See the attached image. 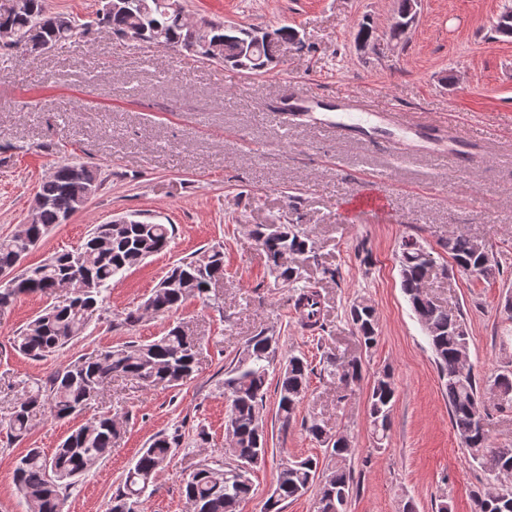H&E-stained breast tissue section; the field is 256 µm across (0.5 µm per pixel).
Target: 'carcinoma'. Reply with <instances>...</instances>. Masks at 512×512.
<instances>
[{"label": "carcinoma", "mask_w": 512, "mask_h": 512, "mask_svg": "<svg viewBox=\"0 0 512 512\" xmlns=\"http://www.w3.org/2000/svg\"><path fill=\"white\" fill-rule=\"evenodd\" d=\"M24 13L0 12V28L11 29L16 42L4 45L23 54L44 53L79 35L91 24L112 30L121 41L145 42L171 48L194 47L192 54L203 61L227 64L249 73H265L276 62L280 48L295 41L297 31L283 26L266 33L268 40L252 46L260 29L224 25L203 19L195 25L184 21L180 0H100L92 22L55 13L47 0H29ZM104 179L97 169L84 164L60 163L38 186L42 201L33 224L14 235L0 237V269L11 270L55 224H62L85 203L88 190H99ZM131 224H95L80 248L57 252L21 277L11 288H0V311L21 294L52 298L62 288L71 289L69 301L48 305L20 329L15 349L33 360L52 356L86 331L90 315L103 307L112 281L147 258L169 249L175 237L171 224H160L143 213L132 214ZM258 250L266 258L275 284L293 291V308L299 328L324 330L323 296L311 285L293 258L314 253L313 241L295 224H259L252 230ZM444 247L458 272L490 278L502 273L493 248L463 231L448 235ZM397 261L401 288L407 297L435 357L448 397L456 433L492 484V490L475 494V512H512V448L492 446L487 426L492 411L512 407V370L497 373L485 385L477 381L472 366L461 360L469 349V331L461 310L440 305L426 291L431 253L415 237L401 240ZM224 277V252L213 246L204 258L178 260L138 308L126 313L120 325L133 327L147 315H164L178 309L190 296L212 300V284ZM364 347L377 342L374 309L354 303L347 311ZM200 344L188 326L181 323L149 342H128L83 355L53 371L45 384L25 387L9 413L12 436L24 438L37 409L63 420L75 417L99 395L112 379H128L139 388L176 387L189 378L198 364ZM278 338L274 334L253 336L224 369V395L230 402L227 433L231 438V461L206 464L186 480L183 492L191 512H239L252 492L251 475L265 465L268 436L261 410L266 399L270 372H278L277 415L286 429L305 398L314 368L302 355H290L276 363ZM321 372L339 383V400L362 377L361 362L322 358ZM390 372H377L370 384L368 415L373 439H387L395 397ZM123 419L110 413L92 417L71 432L50 456L40 448H28L16 461L14 480L27 512H64L65 501L78 479L112 455L123 433ZM307 432L326 448L331 466L319 468L313 457L291 461L281 467L265 512H281L282 504L310 491L318 498L317 512H347L353 491L350 460L353 448L348 436L333 433L314 419ZM181 435L158 433L149 439L122 477L109 501L107 512H143L145 496L158 475L170 464Z\"/></svg>", "instance_id": "cac0c4a2"}]
</instances>
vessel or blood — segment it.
<instances>
[{
	"label": "vessel or blood",
	"mask_w": 512,
	"mask_h": 512,
	"mask_svg": "<svg viewBox=\"0 0 512 512\" xmlns=\"http://www.w3.org/2000/svg\"><path fill=\"white\" fill-rule=\"evenodd\" d=\"M336 113L324 110L323 96L301 91L296 87L285 89L276 103L274 112L281 123L288 124L300 118H309L337 136L363 140L374 130L386 127L394 129L406 150L411 152L430 151L448 164L457 160L454 147L463 138L457 129L432 120L410 118L404 112H392L374 108L347 94H337ZM453 142V149H445V142Z\"/></svg>",
	"instance_id": "b4317fda"
}]
</instances>
